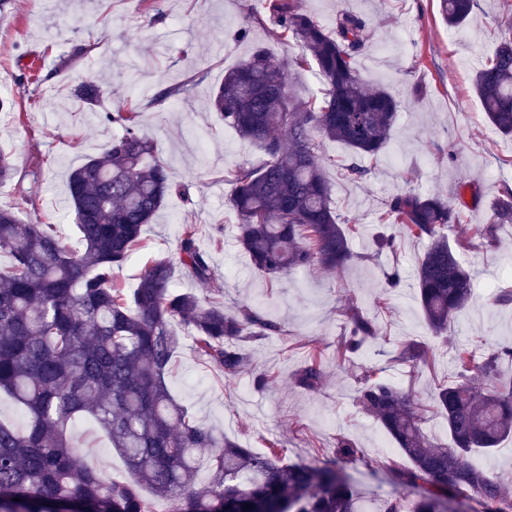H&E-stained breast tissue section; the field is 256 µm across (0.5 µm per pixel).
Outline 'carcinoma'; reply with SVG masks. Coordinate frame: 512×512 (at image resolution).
I'll return each mask as SVG.
<instances>
[{
	"label": "carcinoma",
	"mask_w": 512,
	"mask_h": 512,
	"mask_svg": "<svg viewBox=\"0 0 512 512\" xmlns=\"http://www.w3.org/2000/svg\"><path fill=\"white\" fill-rule=\"evenodd\" d=\"M264 17L302 52L299 68L314 67L322 96L300 102L291 94L285 66L264 47L224 73L210 96L211 108L238 135L260 148L261 159L227 172L232 186L229 209L237 221L238 245L254 268L279 278L298 268L341 270L354 260L350 235L355 225L334 206L326 168L357 182L391 141L398 103L382 88L368 89L355 66L370 46L367 22L336 11L332 27L301 9L300 0H263ZM476 0H439L450 28L465 24ZM495 53L473 77L487 118L499 133L512 136V7L503 14ZM196 83L165 88L152 97L162 104ZM71 97L121 131L102 152L86 158L67 179V197L78 246L68 245L51 225L24 221L19 210L33 204L36 173L15 165L0 148V182H14L17 206L0 207V392L22 408L28 421L16 428L0 421V512H152L142 489L173 501V512H361L357 492L342 463L360 454L342 437L337 453L321 464L290 462L272 448L257 453L199 422L176 400L166 378L181 347L175 323L193 333L194 351L224 377L239 375L246 344L282 332L281 324L259 310L224 308L175 289L176 268L206 284L214 277L195 225L183 227L179 264L152 261L130 292L116 286L114 272L142 243L169 196L191 201L189 187L176 184L157 156L155 143L140 130L141 106L112 110L102 84L82 81ZM341 142L350 159L322 154V142ZM464 202L448 203L437 194L406 190L387 204L386 216L405 234L429 245L416 266L415 284L428 329L448 331L471 302L473 279L460 254L492 245L499 227L512 223V189L498 198L492 221L479 231V243H454L448 233L462 223ZM349 332L339 355L359 350L374 335L372 320L348 308ZM423 350L401 346L399 361L415 363ZM454 380L431 395L445 420L450 442L423 429L420 399L374 375L363 377L360 407L391 436L407 465L391 468L400 487L382 501L379 512H454L453 499L476 496L485 512H512V487L502 477L473 467V453H490L512 438V382L496 383V367L512 360V344L480 357L461 347L454 355ZM319 352L295 376L298 386L322 383ZM91 418L124 458L130 476L112 477L80 463L71 428ZM202 448L217 452L204 463ZM206 483L197 481L202 466ZM252 508L247 510L245 505Z\"/></svg>",
	"instance_id": "cac0c4a2"
}]
</instances>
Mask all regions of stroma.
<instances>
[{
    "label": "stroma",
    "mask_w": 512,
    "mask_h": 512,
    "mask_svg": "<svg viewBox=\"0 0 512 512\" xmlns=\"http://www.w3.org/2000/svg\"><path fill=\"white\" fill-rule=\"evenodd\" d=\"M262 0H12L0 12V95L14 94L21 122L0 119V145L14 153L20 169L40 165L35 210L23 219L54 225L75 244L76 229L64 205L69 167L99 154L116 128L84 111L70 95L71 85L103 79L111 108L141 100L143 131L157 145L174 182L190 187V200L169 197L152 224L143 230L144 245L117 272L125 288L135 287L143 268L156 258L176 259L184 225L198 228L209 252L214 279L205 286L186 275L176 288L200 298L223 296L225 305L260 307L283 327L249 347L247 364L227 379L192 349L191 332L180 327L182 345L168 374L173 395L199 421L257 452L279 442L289 460L314 462L333 455L338 438L351 440L363 454L345 470L364 512H377L394 494L389 469L403 465L397 449L380 453L383 428L356 402L366 371L381 372L389 382L417 392L448 382L455 374L454 349L482 341L512 342V302L500 300L512 289V224L503 226L494 248L463 255L474 274V296L441 337L428 331L415 295L414 270L427 241L396 234L398 249L377 251L378 217L390 197L406 189L437 192L467 207L458 231L474 234L486 224L504 186L512 187V138L489 123L472 77L500 41L502 0H476L471 18L451 29L436 0H302L304 12L331 25L337 10L363 17L371 30L368 51L357 59L366 87L389 90L399 103V119L388 150L371 163L367 178L348 182L328 168L337 209L359 227L351 239L356 255L345 271L306 269L269 282L251 265L236 242L225 183L227 169L255 161L257 148L220 121L209 105L212 88L225 70L258 45L282 62L297 54L271 24L249 23ZM249 25L248 38L237 31ZM71 62L53 73L62 57ZM42 79L28 81L29 66ZM205 73L198 85L160 106L153 94ZM399 267L403 283L383 288V273ZM358 305L372 318L375 336L358 353L337 357L346 311ZM413 341L428 352L421 369L397 361L400 343ZM322 351L323 382L318 389L296 386L293 376L307 361L310 347ZM266 373L272 382L257 389L253 380ZM77 458L101 471L118 474L125 466L109 440L91 421L74 425Z\"/></svg>",
    "instance_id": "obj_1"
}]
</instances>
